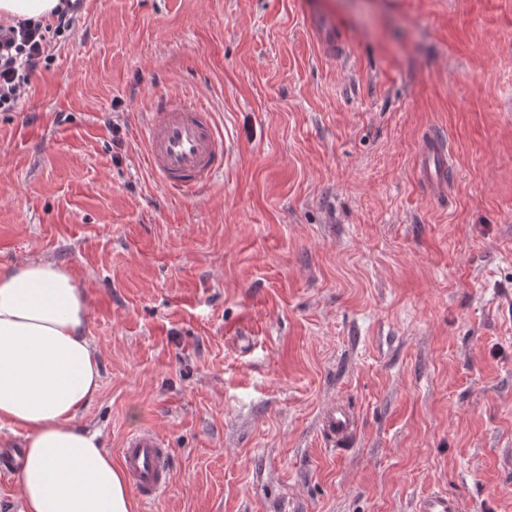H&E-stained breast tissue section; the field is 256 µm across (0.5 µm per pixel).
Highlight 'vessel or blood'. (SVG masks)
Listing matches in <instances>:
<instances>
[{
  "label": "vessel or blood",
  "instance_id": "1",
  "mask_svg": "<svg viewBox=\"0 0 512 512\" xmlns=\"http://www.w3.org/2000/svg\"><path fill=\"white\" fill-rule=\"evenodd\" d=\"M140 143L153 177L174 194H200L229 160L227 138L211 107L180 96L154 101L141 126ZM449 151L435 137L425 141L418 155L422 178L441 188L448 176ZM353 426L351 413L330 406L322 429L334 445H342ZM121 462L131 486L146 502L154 500L171 476V453L154 431L128 435L121 448Z\"/></svg>",
  "mask_w": 512,
  "mask_h": 512
}]
</instances>
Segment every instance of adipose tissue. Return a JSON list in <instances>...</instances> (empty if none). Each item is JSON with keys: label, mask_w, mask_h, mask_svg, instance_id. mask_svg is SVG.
Wrapping results in <instances>:
<instances>
[{"label": "adipose tissue", "mask_w": 512, "mask_h": 512, "mask_svg": "<svg viewBox=\"0 0 512 512\" xmlns=\"http://www.w3.org/2000/svg\"><path fill=\"white\" fill-rule=\"evenodd\" d=\"M88 315L70 269L26 261L0 272V421L24 434L20 512H134L123 468L77 422L101 380Z\"/></svg>", "instance_id": "1"}]
</instances>
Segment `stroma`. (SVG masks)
Returning a JSON list of instances; mask_svg holds the SVG:
<instances>
[{"mask_svg":"<svg viewBox=\"0 0 512 512\" xmlns=\"http://www.w3.org/2000/svg\"><path fill=\"white\" fill-rule=\"evenodd\" d=\"M51 54L0 112V270L75 273L79 424L172 450L135 512H512V0H84ZM168 94L232 143L199 197L143 160ZM449 149L435 136L425 141L418 155V169L422 178L435 189H440L448 177ZM353 426L351 413L336 404L330 406L322 417V429L333 446L342 445L348 438Z\"/></svg>","mask_w":512,"mask_h":512,"instance_id":"obj_1","label":"stroma"}]
</instances>
